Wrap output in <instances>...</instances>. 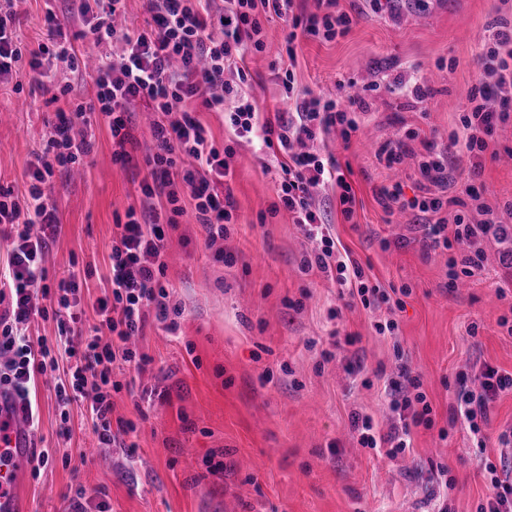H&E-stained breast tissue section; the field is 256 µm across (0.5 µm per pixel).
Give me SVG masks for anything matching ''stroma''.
Wrapping results in <instances>:
<instances>
[{
	"label": "stroma",
	"instance_id": "stroma-1",
	"mask_svg": "<svg viewBox=\"0 0 512 512\" xmlns=\"http://www.w3.org/2000/svg\"><path fill=\"white\" fill-rule=\"evenodd\" d=\"M352 18L331 42L303 41L295 78L329 100L356 91L369 105L350 141L331 132L326 152L350 167L356 206L344 219L332 191L318 199L340 250L361 263L383 289L409 286L391 312L348 304L326 274L301 264L316 244L277 203L279 156L259 142L230 144L219 112L198 117L218 147L233 145L230 186L235 210L226 238L208 242L193 213L168 233L162 279L181 312L150 320L134 347L148 355L133 392L112 396V416L134 423L128 447L100 445L83 405L61 419L53 379L35 384L40 423L35 450L49 458L25 469L13 491L21 512H65L82 494L85 512H477L487 494L486 461L505 460L498 436L512 429V392L494 402L488 440L477 447L464 424L451 422L454 383L486 363L512 372V274L499 263L500 243L486 239L483 271L449 285L448 255L426 249L416 214L387 211L378 198L395 182L406 197L425 185L414 157L394 167L375 153L407 130L444 147L460 128L476 84L477 60L502 24L512 25V0H396L374 13L367 0H339ZM16 26L27 48L46 35L44 0H18ZM267 49L250 63L249 83L274 112L284 88L276 53L285 30L265 23ZM427 90L417 98L414 87ZM58 109L27 72L0 88V185L27 187L25 172L47 139ZM155 119L146 105L132 115L136 147L128 166L112 160V136L93 127L92 150L77 171L55 168L53 200L62 231L48 254V288L69 269L87 272L92 297L102 277L116 217L140 208L139 183L152 148ZM498 158H485L480 180L493 209L512 203V122L499 128ZM233 254L227 265L217 253ZM506 288L499 297L498 288ZM395 334H379L386 318ZM477 333H470V326ZM419 375L433 407L431 428L417 427L412 446L389 457L361 447L352 413L371 416L379 432L393 418L383 403L402 367ZM223 461L222 473L209 464ZM447 468L453 490L429 481L432 465Z\"/></svg>",
	"mask_w": 512,
	"mask_h": 512
}]
</instances>
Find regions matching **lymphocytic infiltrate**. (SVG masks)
<instances>
[{
	"label": "lymphocytic infiltrate",
	"instance_id": "1",
	"mask_svg": "<svg viewBox=\"0 0 512 512\" xmlns=\"http://www.w3.org/2000/svg\"><path fill=\"white\" fill-rule=\"evenodd\" d=\"M0 9V85L9 84L28 60L35 80L46 92L66 96L56 112L53 133L27 175V195L0 185V225L7 227L10 243L7 263L0 267V391L12 396L30 428L39 425L38 405L31 399L36 375L65 370L57 383L61 408L74 400L88 401L93 429L104 445H123L135 426L113 421L112 395L123 382L113 379L114 366L142 370L149 358L133 350L129 341L142 335L148 313L166 318L169 294L161 283L167 264V230L193 209L208 241L228 234L234 200L229 184L232 147L217 149L209 131L197 119V104L223 113L236 137L260 133L263 146L276 150L279 164L277 196L282 209L303 233L318 243L313 257L304 258V268H317L334 275L339 287L364 308L383 304L402 307L409 287H401L400 299H392L373 283L363 265L341 253L316 201L318 189L336 191L344 217L354 212L355 195L340 163L319 146L332 128L342 140H350L359 128L365 102L349 99L340 106L311 90L298 88L294 68L300 39L327 41L345 35L350 16L338 0H315V10L302 14L295 0H147L145 25H115L126 13V0H75L82 17L83 36L99 47L95 69L96 109L112 133V159L128 164V150L135 139L131 116L136 105L147 104L157 118L152 125L155 150L148 158L149 173L140 183L145 197L142 211L128 210L123 222L114 224L105 280L110 295L96 298L92 308L97 322L85 326L78 308L82 302L77 275L61 280L57 290L45 285L44 262L56 242L61 225L51 198L54 164H68L90 153L91 125L87 107L73 100L72 86H56L51 60H66L77 68L74 36L68 21L47 10V34L37 50L23 54L16 33L14 0ZM276 16L287 29L280 54L282 84L287 109L268 118L247 87V61L264 51L263 21ZM121 44L120 53L102 52V45ZM469 110L461 118V131L444 150L419 154L418 169L430 189L405 198L395 182L382 187L379 197L385 209L412 210L420 217L426 248L449 251L448 278L472 277L485 262L482 243L488 235L512 240V204L503 211L489 207L475 184L457 187L453 155L465 151L473 161L471 174L479 176L481 161L495 141L498 128L512 120V30L496 33L479 60V79L468 97ZM55 298L56 309L43 301ZM53 318L55 342L31 341L26 334L33 318ZM480 390L469 386L468 377L456 381L455 411L477 442L486 439L489 411L504 392L512 391V372L485 365L479 370ZM389 409L396 423L385 434L375 433L369 416L353 415L351 426L365 448L385 449L387 456L405 452L411 445V430L431 427L433 408L419 377L405 374L390 394Z\"/></svg>",
	"mask_w": 512,
	"mask_h": 512
}]
</instances>
